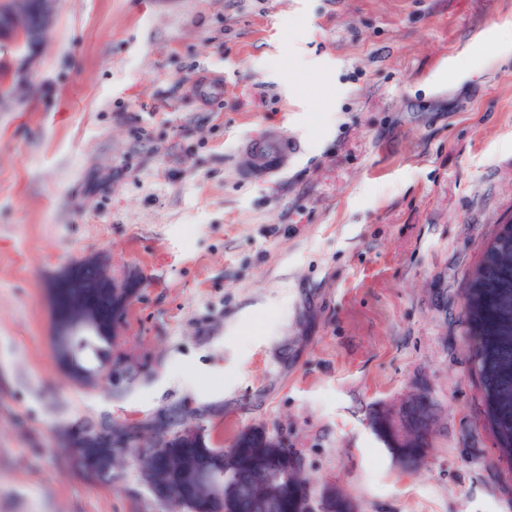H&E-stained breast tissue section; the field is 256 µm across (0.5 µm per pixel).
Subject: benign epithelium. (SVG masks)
<instances>
[{
    "mask_svg": "<svg viewBox=\"0 0 512 512\" xmlns=\"http://www.w3.org/2000/svg\"><path fill=\"white\" fill-rule=\"evenodd\" d=\"M51 4L52 0H0V36H17L26 56H33L50 23ZM140 287L141 280L137 278L129 277L121 283L112 280L97 261L71 265L50 281L47 292L52 311V343L63 371L70 372L68 363L81 347L90 344L88 337L118 335L123 310L132 303ZM88 367L92 371L77 379L84 386L112 379L118 365L108 358L100 369L95 362ZM178 413V409L172 408L152 423L154 428L163 427L164 447L146 449L138 473L159 502L170 505L191 497L197 512H214V503L224 500V466L215 463L205 428L200 424L181 425ZM133 438L131 431L117 429L108 420L86 424L77 443L82 468L101 477L109 475L113 457L130 448ZM175 448L194 449L192 455L184 458L187 480L180 489L157 477V471L166 465Z\"/></svg>",
    "mask_w": 512,
    "mask_h": 512,
    "instance_id": "1",
    "label": "benign epithelium"
}]
</instances>
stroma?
Here are the masks:
<instances>
[{"label":"stroma","instance_id":"1","mask_svg":"<svg viewBox=\"0 0 512 512\" xmlns=\"http://www.w3.org/2000/svg\"><path fill=\"white\" fill-rule=\"evenodd\" d=\"M507 22L512 0H58L25 80L0 48V512H167L68 435L173 407L223 448L277 434L354 512H512L462 326L512 217ZM272 133L299 153L241 180ZM89 257L144 280L132 370L93 387L56 363L47 294ZM422 386L406 470L369 417Z\"/></svg>","mask_w":512,"mask_h":512}]
</instances>
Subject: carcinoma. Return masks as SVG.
Listing matches in <instances>:
<instances>
[{
    "label": "carcinoma",
    "mask_w": 512,
    "mask_h": 512,
    "mask_svg": "<svg viewBox=\"0 0 512 512\" xmlns=\"http://www.w3.org/2000/svg\"><path fill=\"white\" fill-rule=\"evenodd\" d=\"M464 333L471 350L472 371L481 384L482 406L503 458L512 462V237L497 252L486 248L463 295ZM92 359H106L115 337H93ZM80 353L74 363L84 366ZM409 416L417 424L432 416L427 391L411 397ZM372 425L403 468L415 466L430 441L402 426L390 413L377 414ZM232 447L252 461L224 457V512H311L310 477L292 467L296 453L263 428H246Z\"/></svg>",
    "instance_id": "cac0c4a2"
}]
</instances>
